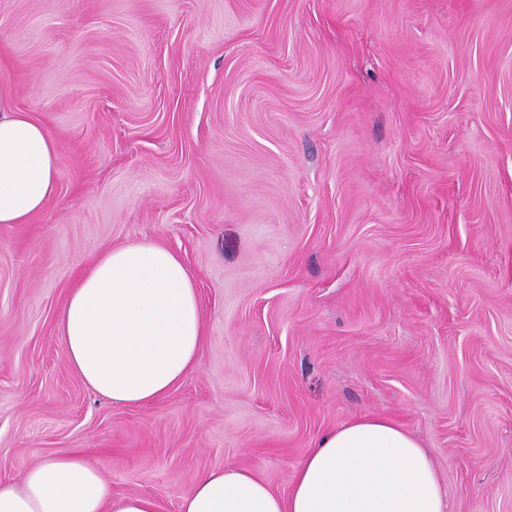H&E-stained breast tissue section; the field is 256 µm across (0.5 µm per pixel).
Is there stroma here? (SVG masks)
Instances as JSON below:
<instances>
[{
  "mask_svg": "<svg viewBox=\"0 0 512 512\" xmlns=\"http://www.w3.org/2000/svg\"><path fill=\"white\" fill-rule=\"evenodd\" d=\"M58 191L0 224V476L66 449L179 512L196 478L287 494L323 433L395 420L453 512H512V0H0V82ZM179 253L206 339L165 397L72 372L74 278Z\"/></svg>",
  "mask_w": 512,
  "mask_h": 512,
  "instance_id": "stroma-1",
  "label": "stroma"
}]
</instances>
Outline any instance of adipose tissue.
<instances>
[{"instance_id": "adipose-tissue-1", "label": "adipose tissue", "mask_w": 512, "mask_h": 512, "mask_svg": "<svg viewBox=\"0 0 512 512\" xmlns=\"http://www.w3.org/2000/svg\"><path fill=\"white\" fill-rule=\"evenodd\" d=\"M0 83V224H27L58 189L59 156L45 125L17 111ZM73 373L115 405H144L195 368L205 333L194 275L162 245L132 241L79 272L61 311ZM0 512H158L116 495L95 463L62 451L0 479ZM180 512H448V491L426 448L404 428L361 417L323 434L287 494L256 473L226 467L197 478Z\"/></svg>"}]
</instances>
